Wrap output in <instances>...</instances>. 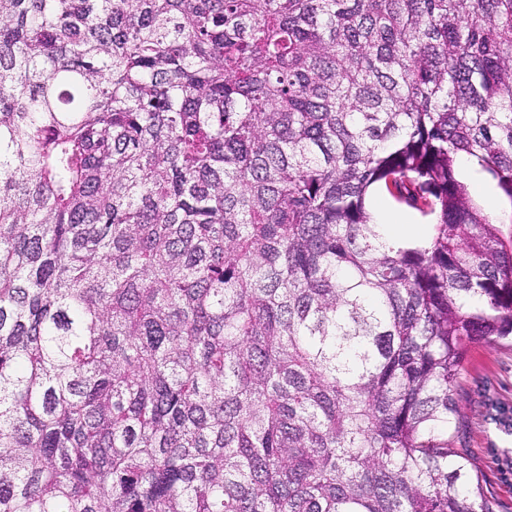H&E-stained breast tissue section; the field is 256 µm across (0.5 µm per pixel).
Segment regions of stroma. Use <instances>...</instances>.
<instances>
[{"instance_id": "35a3bbf8", "label": "stroma", "mask_w": 512, "mask_h": 512, "mask_svg": "<svg viewBox=\"0 0 512 512\" xmlns=\"http://www.w3.org/2000/svg\"><path fill=\"white\" fill-rule=\"evenodd\" d=\"M486 388L512 403V347L484 342L469 346L455 387L460 412L452 428L455 446L470 450L494 512H512V474L504 472L496 455L497 450L512 448V435H502L484 422L479 402Z\"/></svg>"}]
</instances>
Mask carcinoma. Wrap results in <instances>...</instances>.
<instances>
[{
	"mask_svg": "<svg viewBox=\"0 0 512 512\" xmlns=\"http://www.w3.org/2000/svg\"><path fill=\"white\" fill-rule=\"evenodd\" d=\"M463 156L512 200V0H0V512H493ZM374 201H378L388 208L406 214L414 222V224H411L404 216L383 206H377L373 213L375 223L385 224L389 234L405 238H418L425 236V233L420 232L419 229L415 227V224L419 225L421 228L427 229V224L431 222L430 218L422 216L416 210L398 204L385 190H382L380 187H376L371 193L369 198L370 211ZM486 385L498 398L512 403V348L509 346L484 342L469 346L454 391L460 412L456 426L453 424L451 429L456 448L470 450L494 512H512V474L502 468L498 459L502 457L489 450L493 445L499 450H510L512 435L504 436L484 422L479 402Z\"/></svg>",
	"mask_w": 512,
	"mask_h": 512,
	"instance_id": "obj_1",
	"label": "carcinoma"
}]
</instances>
